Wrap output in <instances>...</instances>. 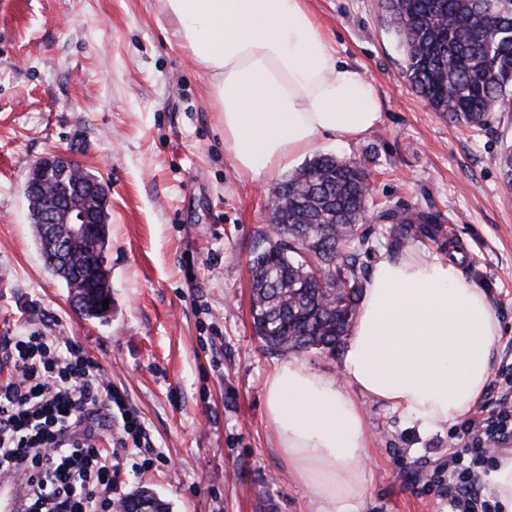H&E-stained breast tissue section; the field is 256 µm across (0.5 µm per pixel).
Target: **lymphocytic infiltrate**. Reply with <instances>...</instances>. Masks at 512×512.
Masks as SVG:
<instances>
[{
  "label": "lymphocytic infiltrate",
  "mask_w": 512,
  "mask_h": 512,
  "mask_svg": "<svg viewBox=\"0 0 512 512\" xmlns=\"http://www.w3.org/2000/svg\"><path fill=\"white\" fill-rule=\"evenodd\" d=\"M0 472L21 479L23 512H113L114 452L84 423L107 410L136 447L148 445L139 415L80 343L51 328L0 336ZM512 444V406L466 419L448 454V512H500L485 479L493 448Z\"/></svg>",
  "instance_id": "f902f5d3"
}]
</instances>
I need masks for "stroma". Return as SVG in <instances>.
Masks as SVG:
<instances>
[{
	"mask_svg": "<svg viewBox=\"0 0 512 512\" xmlns=\"http://www.w3.org/2000/svg\"><path fill=\"white\" fill-rule=\"evenodd\" d=\"M329 43L360 64L383 103L363 140L317 151L368 162L372 272L390 255L381 204L435 213L427 257L461 255L501 331L480 402L498 400L512 363V192L501 178L512 127L449 122L418 96L377 0H309ZM160 0H0V336L50 325L79 341L124 391L159 458L119 448L121 494L147 487L170 512H315L265 416L264 382L281 356L253 333L247 263L266 230L270 183L239 175L224 151L208 79L190 62ZM64 151L109 187L112 314L89 320L44 268L24 184L30 164ZM373 474L365 512H448L455 425L411 426L357 395Z\"/></svg>",
	"mask_w": 512,
	"mask_h": 512,
	"instance_id": "35a3bbf8",
	"label": "stroma"
}]
</instances>
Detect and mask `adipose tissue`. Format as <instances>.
Returning <instances> with one entry per match:
<instances>
[{"label":"adipose tissue","mask_w":512,"mask_h":512,"mask_svg":"<svg viewBox=\"0 0 512 512\" xmlns=\"http://www.w3.org/2000/svg\"><path fill=\"white\" fill-rule=\"evenodd\" d=\"M162 9L210 78L224 150L240 175L271 179L320 139L356 142L381 123L373 80L331 47L308 0H162ZM499 332L485 289L466 282L455 260L415 251L380 258L340 376L291 360L264 383L279 450L318 512H364L369 432L348 387L419 430L446 428L481 401Z\"/></svg>","instance_id":"ef3b65f1"}]
</instances>
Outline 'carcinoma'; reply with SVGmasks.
I'll use <instances>...</instances> for the list:
<instances>
[{
	"label": "carcinoma",
	"instance_id": "1",
	"mask_svg": "<svg viewBox=\"0 0 512 512\" xmlns=\"http://www.w3.org/2000/svg\"><path fill=\"white\" fill-rule=\"evenodd\" d=\"M383 19L398 36L406 72L421 97L454 123L486 125L492 112H512V0H378ZM368 172L362 161L319 156L273 188L268 223L276 239L262 236L248 261L256 336L286 356L340 353L361 297L360 252L365 232ZM44 191L29 203L37 245ZM391 245L432 238L436 216L383 208ZM170 512L157 493L137 488L118 512Z\"/></svg>",
	"mask_w": 512,
	"mask_h": 512
}]
</instances>
